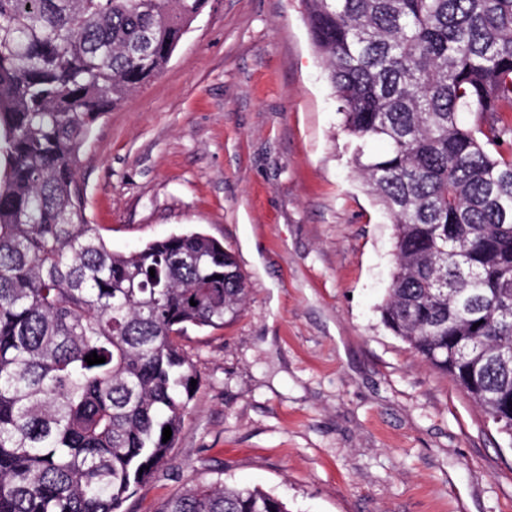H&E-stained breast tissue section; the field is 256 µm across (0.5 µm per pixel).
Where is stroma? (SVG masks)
Listing matches in <instances>:
<instances>
[{
    "mask_svg": "<svg viewBox=\"0 0 512 512\" xmlns=\"http://www.w3.org/2000/svg\"><path fill=\"white\" fill-rule=\"evenodd\" d=\"M350 143L302 0H209L77 152L112 250L200 231L249 288L234 321L181 336L196 391L125 512L217 479L290 512H512V437L381 321L394 226Z\"/></svg>",
    "mask_w": 512,
    "mask_h": 512,
    "instance_id": "1",
    "label": "stroma"
}]
</instances>
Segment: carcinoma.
<instances>
[{"mask_svg":"<svg viewBox=\"0 0 512 512\" xmlns=\"http://www.w3.org/2000/svg\"><path fill=\"white\" fill-rule=\"evenodd\" d=\"M302 2L355 168L395 226L381 320L512 437V154L495 150L512 0ZM207 3L0 0V512H121L193 397L177 337L242 311L237 261L205 234L110 249L72 165ZM156 512L288 507L216 482Z\"/></svg>","mask_w":512,"mask_h":512,"instance_id":"cac0c4a2","label":"carcinoma"}]
</instances>
